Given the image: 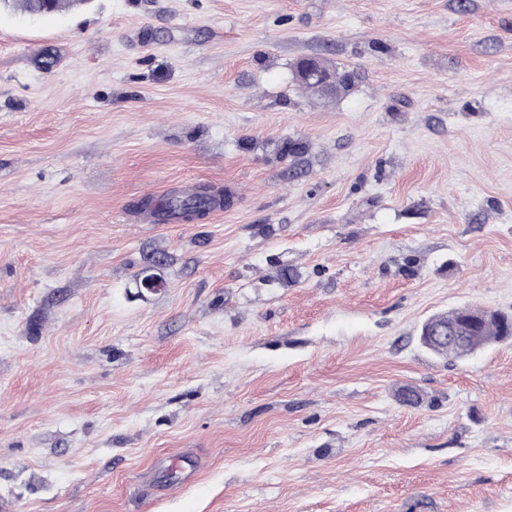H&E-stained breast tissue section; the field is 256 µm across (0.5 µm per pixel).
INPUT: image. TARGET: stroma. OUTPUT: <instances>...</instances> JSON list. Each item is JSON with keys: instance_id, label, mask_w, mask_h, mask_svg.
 Segmentation results:
<instances>
[{"instance_id": "35a3bbf8", "label": "stroma", "mask_w": 512, "mask_h": 512, "mask_svg": "<svg viewBox=\"0 0 512 512\" xmlns=\"http://www.w3.org/2000/svg\"><path fill=\"white\" fill-rule=\"evenodd\" d=\"M466 305L512 312V0L0 10V512H512V344L418 340ZM210 190V187L202 186L199 192L186 198L177 194H170L162 202V209L168 214V216H172L180 220H185L186 214L191 211L206 212L211 208V197L208 194V191Z\"/></svg>"}]
</instances>
